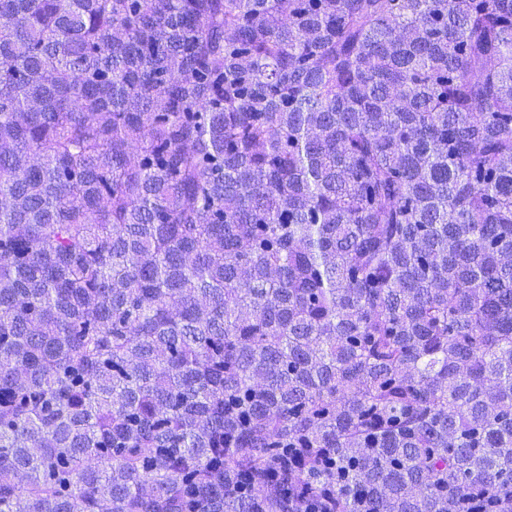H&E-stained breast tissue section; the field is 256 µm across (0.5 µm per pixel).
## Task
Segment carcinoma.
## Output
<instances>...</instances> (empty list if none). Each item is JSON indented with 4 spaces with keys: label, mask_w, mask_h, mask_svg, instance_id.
<instances>
[{
    "label": "carcinoma",
    "mask_w": 512,
    "mask_h": 512,
    "mask_svg": "<svg viewBox=\"0 0 512 512\" xmlns=\"http://www.w3.org/2000/svg\"><path fill=\"white\" fill-rule=\"evenodd\" d=\"M0 512H512V0H0Z\"/></svg>",
    "instance_id": "carcinoma-1"
}]
</instances>
